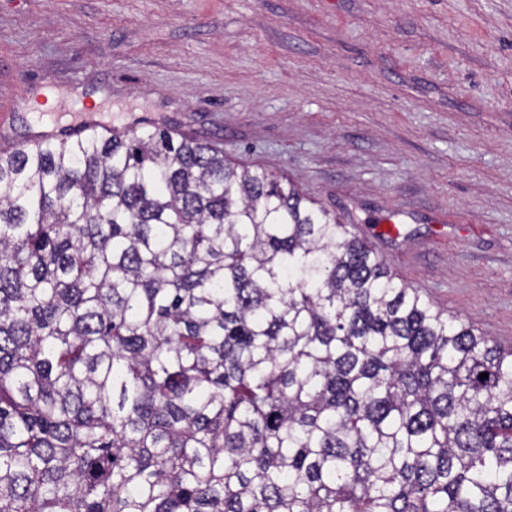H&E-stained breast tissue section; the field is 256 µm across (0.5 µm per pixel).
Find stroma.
I'll list each match as a JSON object with an SVG mask.
<instances>
[{
	"mask_svg": "<svg viewBox=\"0 0 512 512\" xmlns=\"http://www.w3.org/2000/svg\"><path fill=\"white\" fill-rule=\"evenodd\" d=\"M0 150L186 131L512 347V0H0Z\"/></svg>",
	"mask_w": 512,
	"mask_h": 512,
	"instance_id": "35a3bbf8",
	"label": "stroma"
}]
</instances>
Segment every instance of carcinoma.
<instances>
[{
	"label": "carcinoma",
	"mask_w": 512,
	"mask_h": 512,
	"mask_svg": "<svg viewBox=\"0 0 512 512\" xmlns=\"http://www.w3.org/2000/svg\"><path fill=\"white\" fill-rule=\"evenodd\" d=\"M0 512H512V347L207 142L22 143Z\"/></svg>",
	"instance_id": "carcinoma-1"
}]
</instances>
